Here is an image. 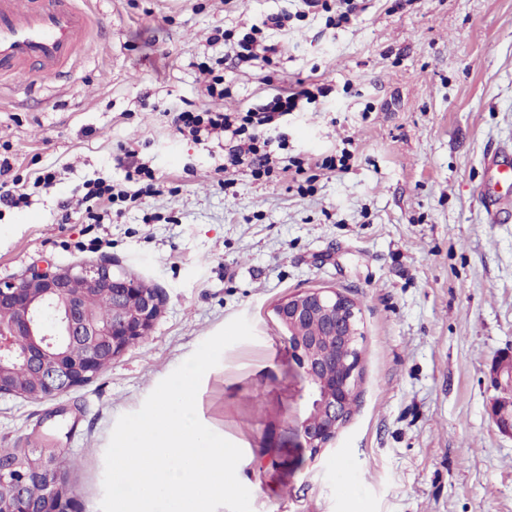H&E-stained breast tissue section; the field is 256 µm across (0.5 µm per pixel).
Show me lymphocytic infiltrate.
I'll return each instance as SVG.
<instances>
[{
    "label": "lymphocytic infiltrate",
    "mask_w": 512,
    "mask_h": 512,
    "mask_svg": "<svg viewBox=\"0 0 512 512\" xmlns=\"http://www.w3.org/2000/svg\"><path fill=\"white\" fill-rule=\"evenodd\" d=\"M286 15L274 14L252 25L249 32L228 47V55L234 60L262 68L269 65L275 46L266 44L264 32L268 29L284 28ZM208 93L211 105L201 109L183 110L175 113L173 124L179 134L199 141L212 136L224 140V163L215 168L218 185H228L230 174L238 171L249 172L253 179L270 177L276 167L300 175L305 171L306 162L297 157L281 158L274 148L284 145L286 138L276 131L281 117L296 111L301 100L311 98L310 89L296 87L277 90L264 104L244 111L227 112L217 107V100L223 99L224 91L217 84H210ZM142 167L128 168L123 182L115 183L108 178H97L85 184L82 201L90 220L100 221L104 212L113 205L136 204L142 195L154 192L153 184L143 181Z\"/></svg>",
    "instance_id": "f902f5d3"
}]
</instances>
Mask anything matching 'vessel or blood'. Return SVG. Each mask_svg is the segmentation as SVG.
<instances>
[{
  "instance_id": "1",
  "label": "vessel or blood",
  "mask_w": 512,
  "mask_h": 512,
  "mask_svg": "<svg viewBox=\"0 0 512 512\" xmlns=\"http://www.w3.org/2000/svg\"><path fill=\"white\" fill-rule=\"evenodd\" d=\"M100 26L85 0H0V77L18 87L66 79Z\"/></svg>"
}]
</instances>
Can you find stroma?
Returning a JSON list of instances; mask_svg holds the SVG:
<instances>
[{"label":"stroma","instance_id":"1","mask_svg":"<svg viewBox=\"0 0 512 512\" xmlns=\"http://www.w3.org/2000/svg\"><path fill=\"white\" fill-rule=\"evenodd\" d=\"M104 33L61 86H0V161L30 180L27 204L0 207V281L36 264L112 265L159 290L151 335L98 377L56 398L0 395V448L52 438L77 460L79 512H100L104 455L119 416L238 316L255 337L202 378L196 411L239 446L252 512H512V436L490 408L492 361L512 352V220L487 223L485 156L512 147V0H368L346 27L301 0H88ZM267 69L237 64L233 36L262 16ZM260 103L296 80L324 84L285 116L286 155L347 150L348 170L311 169L233 185L211 179L223 140L177 134L175 112ZM155 193L84 223L86 180L123 179L124 149ZM51 189L36 187L44 169ZM73 216L63 223L61 202ZM354 299L366 336L353 412L318 456L292 429L307 383L273 308L306 288Z\"/></svg>","mask_w":512,"mask_h":512}]
</instances>
